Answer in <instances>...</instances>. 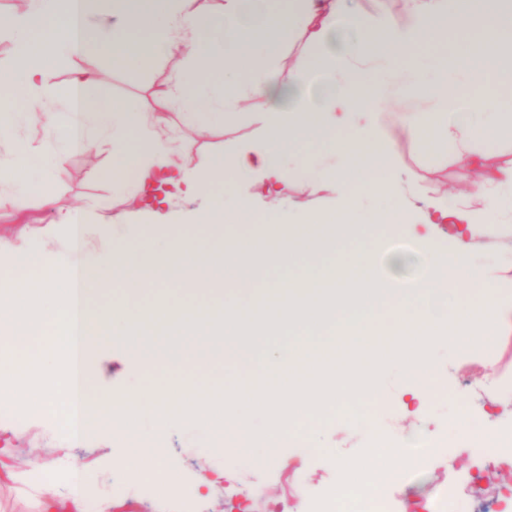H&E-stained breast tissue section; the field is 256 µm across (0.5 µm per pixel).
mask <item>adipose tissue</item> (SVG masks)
Returning a JSON list of instances; mask_svg holds the SVG:
<instances>
[{
    "mask_svg": "<svg viewBox=\"0 0 512 512\" xmlns=\"http://www.w3.org/2000/svg\"><path fill=\"white\" fill-rule=\"evenodd\" d=\"M152 3L140 10L134 0H29L22 17L0 16V30L14 40L11 63L0 68V100L12 105L0 113V137L11 140L10 181L53 204L47 188L63 159L12 138V125L25 123L40 126L46 139L70 151L90 152L98 142H111L115 174L134 172L144 184L168 171L180 195H206L228 178L280 193L295 147L299 164L310 171V191L329 190L340 199L336 208L304 211L293 221L253 219L245 197L231 206L216 199L192 220L250 224V232L228 248L171 234L174 212L157 211L155 232L136 253L111 249L102 257L87 248L95 225L78 208L60 218L67 227L62 260L50 253L12 252L15 273L0 279V335L15 347L0 354V414L51 418L75 444L114 432L125 448L126 470L136 481L160 488L171 503L179 490L174 467L161 464L160 448L144 438L143 409L161 420H193L214 447L263 464L305 423L365 396L379 344L396 352L401 381L419 416L439 371L434 344L486 345L512 330V300L501 297L476 257L479 239L512 219V164L488 166L474 150L512 130V109L484 91L493 78L512 92V0H404L399 19L368 15L358 0H224L219 10L211 0ZM102 12L111 15V26L89 31V17ZM452 29L468 31V39L436 56L434 78H424V37L443 42ZM298 34L308 51L288 71L270 72L268 62ZM102 55L124 67L186 59L188 68L175 72L162 90L170 104L186 111L208 95L198 72L221 69L224 99L206 113V121L223 123L244 97L259 111L261 132L231 156L187 160L183 139L167 132L165 114L98 94L91 71L76 72L64 91L51 79L52 68L65 59ZM392 97L427 100L434 109L384 111L382 102ZM58 105L68 112V127L58 124ZM430 125L479 176L470 194L453 202L439 191L416 197L400 156L396 132L413 134ZM352 141L367 149V164L351 165ZM308 143L326 145L328 161L311 165L303 151ZM365 196L392 202L370 215L373 224L394 230L418 219L458 225L457 250L430 252L416 287H384L376 275L375 248L353 244ZM299 253L313 256V263L248 300L229 296L217 306L189 307L164 296L146 307L135 303L142 290L161 282L220 288L230 274L236 287L249 288L261 268ZM474 283L485 286L481 302L449 307L451 296ZM382 303L385 319L369 318V310ZM294 331L301 339L277 352L260 379L232 391L178 381L124 393L95 386L99 355L116 338L124 352L148 366L175 358L207 364L214 357L205 345L210 337H223L226 359L239 362L257 337ZM257 416L268 431L254 425ZM11 457V448H0V483L30 486L37 512H86V464L67 463L60 474L54 464L38 462L20 474ZM414 461L406 449L375 448L343 468L350 484L368 487L378 480L390 483ZM59 475L68 485L62 495L52 489Z\"/></svg>",
    "mask_w": 512,
    "mask_h": 512,
    "instance_id": "adipose-tissue-1",
    "label": "adipose tissue"
}]
</instances>
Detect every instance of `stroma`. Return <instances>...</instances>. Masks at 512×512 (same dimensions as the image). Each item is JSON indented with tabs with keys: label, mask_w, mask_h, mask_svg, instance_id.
Returning <instances> with one entry per match:
<instances>
[{
	"label": "stroma",
	"mask_w": 512,
	"mask_h": 512,
	"mask_svg": "<svg viewBox=\"0 0 512 512\" xmlns=\"http://www.w3.org/2000/svg\"><path fill=\"white\" fill-rule=\"evenodd\" d=\"M180 65V60L172 59L149 69H119L104 58L89 61L73 57L56 66L52 80L64 90L76 70L93 69L102 76L101 93L119 101L136 100L147 112H166L192 157L202 153H232L239 141L259 134L260 124L251 115L246 100L240 102L237 114L228 118L224 126L202 136L192 134L191 129L201 122L207 104H200L199 114L189 115L177 108L164 107L157 97L158 89ZM399 148L421 193L444 187L453 196L461 189L459 161L451 151L433 143L431 134L403 136ZM111 168V145H100L89 155L70 154L55 177L53 207H46L41 196L31 192L24 196L22 211L8 205L0 208V245L34 254L57 249L65 236L60 214L85 207L103 222L111 215L127 213L130 222L125 227L124 244L127 252H136L142 239L152 234L153 226L136 205L134 177L113 176ZM307 177L305 169L291 167L288 188L277 196L241 181L226 182L217 191L230 196H250L254 213L260 218L295 209L325 210L335 206L336 196L332 192L311 196L300 191L299 186ZM419 230L427 239L422 247L412 242L406 228L395 234L384 227L371 226L361 236L362 242L378 239L390 249L406 254L405 264L395 272L391 271L386 256L377 259L380 272L390 274L393 287H408L418 282L424 267V250L448 252L458 245L452 225L423 224ZM289 342L286 336L266 337L255 346L250 361L240 368L221 358L205 368L189 362L149 368L134 357L119 361L105 353L98 362L96 384L103 390L127 392L179 379L188 384L220 382L230 390L259 374L269 351ZM434 359L441 370L433 384L428 409L419 417L411 415L406 408L408 397L399 377L398 362L382 364L376 378L397 408L388 424L395 442H404L413 435H430L436 440L435 447L428 449L418 465L391 486V493L399 497L397 512H434L448 488L449 467L463 472L472 470L469 442L460 430L463 416H480L484 421L481 433L487 437L495 436L501 427L512 426V389L501 386L492 394L483 389L484 380L499 372L495 363L484 361L480 353L465 357L442 345L435 347ZM141 428L158 441L166 461L177 466L179 512H281L289 501L341 486L345 481L342 459L360 456L368 441L364 424L339 415L292 434L274 460L259 466L224 454L222 449L213 447L203 432L181 418L161 421L147 415L141 421ZM4 434L16 450L12 460L15 469H29L38 458L60 463L69 451L89 463L90 506H99L102 500L108 499L113 503L112 512H167L160 506L158 494L151 485L122 476L124 450L114 442L112 434H100L96 440L73 448L54 420L21 413L0 415V436ZM511 482L512 475L507 470L491 463L483 469L472 497L462 503L460 512H485L489 507L495 512H512V504L505 502V487Z\"/></svg>",
	"instance_id": "stroma-1"
}]
</instances>
